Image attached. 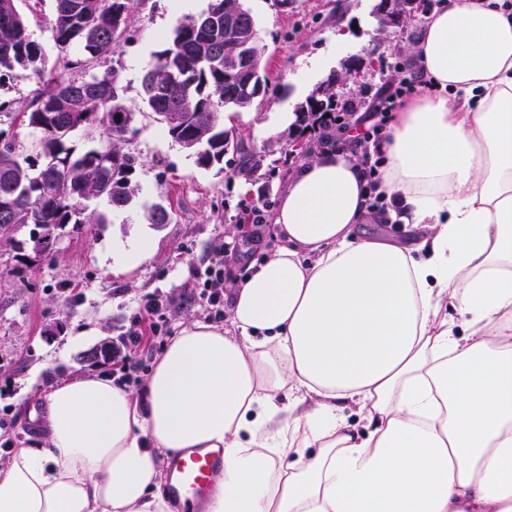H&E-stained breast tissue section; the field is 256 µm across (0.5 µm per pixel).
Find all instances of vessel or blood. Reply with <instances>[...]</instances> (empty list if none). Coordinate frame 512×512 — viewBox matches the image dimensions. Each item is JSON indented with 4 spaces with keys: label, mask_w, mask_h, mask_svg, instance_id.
Instances as JSON below:
<instances>
[{
    "label": "vessel or blood",
    "mask_w": 512,
    "mask_h": 512,
    "mask_svg": "<svg viewBox=\"0 0 512 512\" xmlns=\"http://www.w3.org/2000/svg\"><path fill=\"white\" fill-rule=\"evenodd\" d=\"M168 492L175 498L206 496L223 478L224 455L194 450L173 456L169 462Z\"/></svg>",
    "instance_id": "b4317fda"
}]
</instances>
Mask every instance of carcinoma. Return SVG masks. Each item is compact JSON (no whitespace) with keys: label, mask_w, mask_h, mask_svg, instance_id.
<instances>
[{"label":"carcinoma","mask_w":512,"mask_h":512,"mask_svg":"<svg viewBox=\"0 0 512 512\" xmlns=\"http://www.w3.org/2000/svg\"><path fill=\"white\" fill-rule=\"evenodd\" d=\"M17 0H0V82L18 69L42 76L45 53L32 39ZM245 15L229 30L224 15ZM135 0H55L52 29L57 45H77L65 64L71 76L60 75L21 112L0 103V117L9 127L40 134L35 154L24 156L18 132L0 129V224H32L36 255H50L54 234L68 225L104 224L101 215L86 214L84 201L103 197L115 210L127 207L135 189L131 175L136 158L122 143L133 131L131 111L117 86V72L92 68L126 41ZM266 45L245 0H209L198 17L177 23L166 47L158 51L141 78V95L172 142L193 152L199 165L224 159L234 146L235 127L225 114L243 112L270 91L262 67ZM336 111V81L321 85L299 111V120L313 121ZM104 125L100 144L83 153L67 146L77 128ZM46 159L40 163V159ZM172 207L150 206L152 224H169Z\"/></svg>","instance_id":"1"}]
</instances>
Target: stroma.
<instances>
[{"label":"stroma","mask_w":512,"mask_h":512,"mask_svg":"<svg viewBox=\"0 0 512 512\" xmlns=\"http://www.w3.org/2000/svg\"><path fill=\"white\" fill-rule=\"evenodd\" d=\"M378 2L288 0L278 7L274 0H246L267 46L263 65L273 92L231 117L241 136L237 150L204 168L163 133L140 95V80L177 21L198 16L208 0H197L190 9L178 0H140L126 41L100 63L118 70L125 103L135 114L137 132L123 144L124 152L138 159L132 204L115 212L106 199L90 200V209L103 213L105 223L59 230L48 258L30 254L32 225L0 237V416L12 422L0 429V443L18 438L23 447L42 446L34 415L42 411L48 387L93 372L99 362L91 351L127 334L144 295L172 300L164 332L176 336L184 323L203 318L198 301L185 294L193 271H205L230 246L234 252L224 277L240 279L279 247L272 215L288 175L322 149L316 134L294 120L296 109L334 73L343 77L336 86L338 101L374 104L386 86L403 79L395 64L410 60L426 23L418 14L403 27L379 26ZM17 7L44 49L46 74L39 78L18 70L0 85V102L14 112L24 110L48 78L61 72L65 55L51 27L54 0L34 7L18 0ZM249 158L259 161L258 169H245ZM155 203L172 204L175 221L149 223L147 209ZM254 204L263 207V224L248 221ZM243 222L246 233L235 234ZM140 241L147 242L151 258L124 266L120 251ZM69 288L80 291L77 302L68 301Z\"/></svg>","instance_id":"obj_1"}]
</instances>
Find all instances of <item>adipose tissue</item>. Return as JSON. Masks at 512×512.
Returning <instances> with one entry per match:
<instances>
[{"mask_svg":"<svg viewBox=\"0 0 512 512\" xmlns=\"http://www.w3.org/2000/svg\"><path fill=\"white\" fill-rule=\"evenodd\" d=\"M412 52L435 89L392 115L380 189L414 245L357 237L364 170L322 151L230 327L187 323L139 392L51 387L0 512H170L157 460L188 448L224 451L205 512H512V6L442 0Z\"/></svg>","mask_w":512,"mask_h":512,"instance_id":"1","label":"adipose tissue"}]
</instances>
